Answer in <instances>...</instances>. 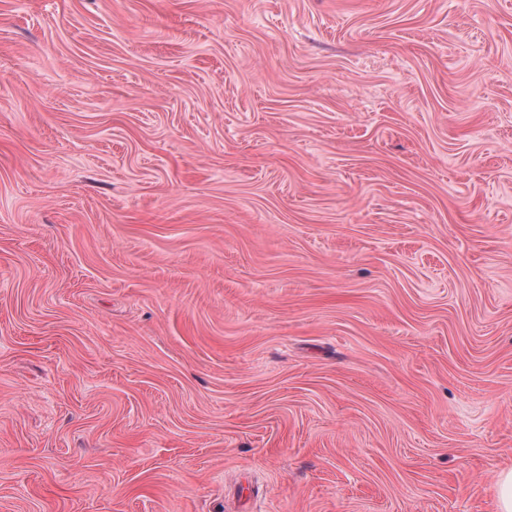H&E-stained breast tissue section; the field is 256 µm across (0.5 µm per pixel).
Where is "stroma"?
Returning <instances> with one entry per match:
<instances>
[{"mask_svg":"<svg viewBox=\"0 0 512 512\" xmlns=\"http://www.w3.org/2000/svg\"><path fill=\"white\" fill-rule=\"evenodd\" d=\"M512 0H0V512H496Z\"/></svg>","mask_w":512,"mask_h":512,"instance_id":"1","label":"stroma"}]
</instances>
